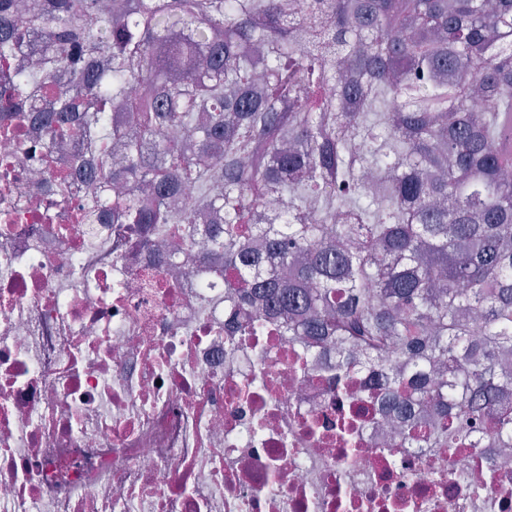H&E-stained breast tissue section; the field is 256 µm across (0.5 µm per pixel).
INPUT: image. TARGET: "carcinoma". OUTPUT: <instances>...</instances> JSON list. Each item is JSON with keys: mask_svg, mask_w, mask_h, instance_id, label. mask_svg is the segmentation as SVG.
<instances>
[{"mask_svg": "<svg viewBox=\"0 0 512 512\" xmlns=\"http://www.w3.org/2000/svg\"><path fill=\"white\" fill-rule=\"evenodd\" d=\"M306 9L0 0V57L31 48L0 110L40 131V177L83 178L82 223L184 225L148 244L224 279L239 333L277 321L332 345L337 374L356 368L398 403L451 416L437 446L487 425L507 452L512 410L490 408L512 397L498 367L512 349V0ZM36 97L52 111H15ZM199 210L214 228L194 255ZM388 424L419 440L409 421Z\"/></svg>", "mask_w": 512, "mask_h": 512, "instance_id": "carcinoma-1", "label": "carcinoma"}]
</instances>
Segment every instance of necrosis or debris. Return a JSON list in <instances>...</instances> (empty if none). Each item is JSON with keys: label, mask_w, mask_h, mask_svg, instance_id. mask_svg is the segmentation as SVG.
<instances>
[{"label": "necrosis or debris", "mask_w": 512, "mask_h": 512, "mask_svg": "<svg viewBox=\"0 0 512 512\" xmlns=\"http://www.w3.org/2000/svg\"><path fill=\"white\" fill-rule=\"evenodd\" d=\"M0 135V512H512L491 432L456 459L389 437L386 391L227 328L224 282L125 224H54ZM488 473L490 487L449 467Z\"/></svg>", "instance_id": "necrosis-or-debris-1"}]
</instances>
